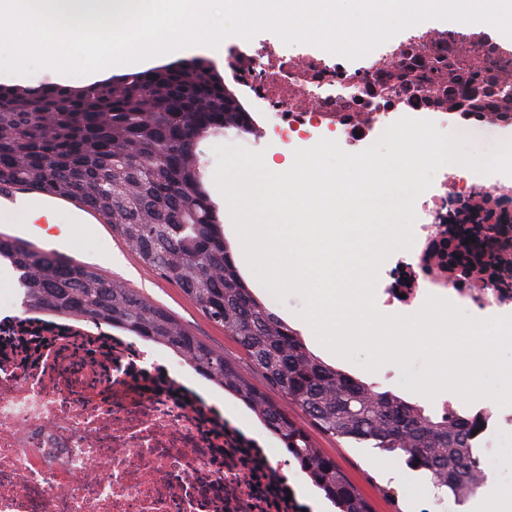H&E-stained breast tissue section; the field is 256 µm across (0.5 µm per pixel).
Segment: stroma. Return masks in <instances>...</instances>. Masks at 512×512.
I'll list each match as a JSON object with an SVG mask.
<instances>
[{
    "label": "stroma",
    "mask_w": 512,
    "mask_h": 512,
    "mask_svg": "<svg viewBox=\"0 0 512 512\" xmlns=\"http://www.w3.org/2000/svg\"><path fill=\"white\" fill-rule=\"evenodd\" d=\"M272 124L260 121L259 129L253 135H241L229 130L224 134L206 139L201 144L207 173H214L216 156L213 152L218 145H241L264 153L268 163H279L288 154L287 148L272 145ZM78 255L81 263L94 267L105 276L121 281L126 287L143 295L151 304L168 312L183 328L197 336L209 347L224 353L232 360L238 373L257 388H265L261 373L253 366L242 348L226 336L223 329L210 321L181 291L180 288L158 277L145 267L132 253L122 238L108 227L94 224L61 225ZM366 352L360 351L352 358H338L332 365L340 371L361 381L373 384L381 391H391L405 400L423 406L427 413L439 415L436 399L406 390L409 375H416L424 367L423 358H415L409 373H402L397 364L383 363L377 369L365 367ZM289 417L298 425L309 427V435L316 448L332 458L338 468L357 487L369 502L372 512H419L422 499L434 502V512H478L476 499L457 503L447 493L429 489L427 495H419L416 488L405 490L394 486L382 477L373 462L380 453L373 448H364L341 439L324 435L309 426L310 419L300 409L292 407Z\"/></svg>",
    "instance_id": "obj_1"
}]
</instances>
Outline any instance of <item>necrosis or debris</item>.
<instances>
[{
  "label": "necrosis or debris",
  "instance_id": "4bbe7bcc",
  "mask_svg": "<svg viewBox=\"0 0 512 512\" xmlns=\"http://www.w3.org/2000/svg\"><path fill=\"white\" fill-rule=\"evenodd\" d=\"M424 50L447 78L454 46L427 36L372 63L367 84L340 64L264 45L225 57L224 66L265 102L288 149L328 137L358 153L400 117H447L443 87L426 101L393 75L400 59ZM356 112L373 114L371 126L356 128ZM451 200L444 181L418 197L428 259L396 254L376 291L382 306L420 308L437 289L512 316V288L475 285L512 270V248L499 265L449 277ZM272 455L235 411L191 387L185 366L146 360L110 324L13 304L0 311V512H302Z\"/></svg>",
  "mask_w": 512,
  "mask_h": 512
}]
</instances>
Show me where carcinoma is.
I'll list each match as a JSON object with an SVG mask.
<instances>
[{"label":"carcinoma","mask_w":512,"mask_h":512,"mask_svg":"<svg viewBox=\"0 0 512 512\" xmlns=\"http://www.w3.org/2000/svg\"><path fill=\"white\" fill-rule=\"evenodd\" d=\"M495 52L466 72H448L450 103L501 109L487 75ZM251 113L218 68L200 58L78 87L0 85V191L14 186L77 199L112 226L143 265L177 285L245 351L282 400L323 434L404 458L454 499L468 498L482 473L476 424L425 408L353 378L313 354L303 338L251 293L227 248L219 206L206 184L199 145L235 130L251 134ZM477 224L482 255L500 259L512 208ZM0 258L19 272L26 306L105 322L172 348L200 375L255 410L339 512H371L336 463L315 448L283 406L243 377L224 354L143 296L94 268L0 239Z\"/></svg>","instance_id":"obj_1"}]
</instances>
